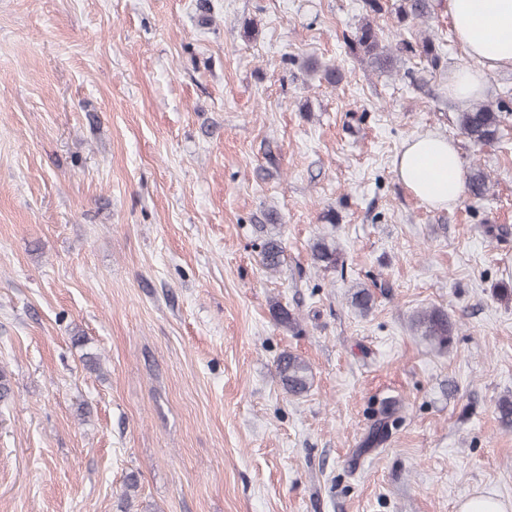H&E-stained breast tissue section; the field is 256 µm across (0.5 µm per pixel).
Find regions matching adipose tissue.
Masks as SVG:
<instances>
[{
	"mask_svg": "<svg viewBox=\"0 0 512 512\" xmlns=\"http://www.w3.org/2000/svg\"><path fill=\"white\" fill-rule=\"evenodd\" d=\"M447 7L458 42L476 61L448 74V95L464 106L483 93L489 75L512 71V0H448ZM395 171L414 196L435 210L453 208L466 191L457 144L436 132L406 140Z\"/></svg>",
	"mask_w": 512,
	"mask_h": 512,
	"instance_id": "1",
	"label": "adipose tissue"
}]
</instances>
